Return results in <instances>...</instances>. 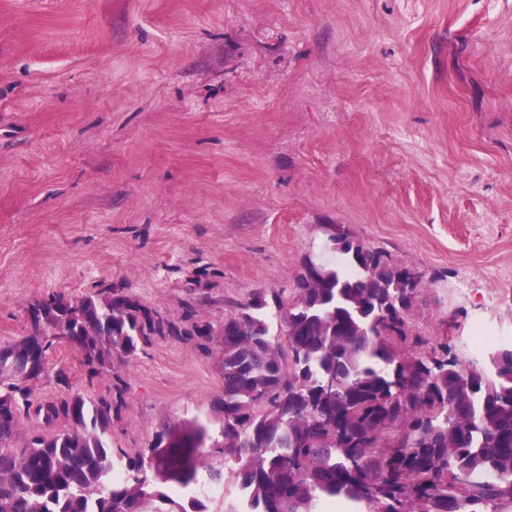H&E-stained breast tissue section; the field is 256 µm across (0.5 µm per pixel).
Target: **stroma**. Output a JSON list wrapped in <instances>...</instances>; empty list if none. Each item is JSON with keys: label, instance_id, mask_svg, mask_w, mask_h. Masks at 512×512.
Here are the masks:
<instances>
[{"label": "stroma", "instance_id": "35a3bbf8", "mask_svg": "<svg viewBox=\"0 0 512 512\" xmlns=\"http://www.w3.org/2000/svg\"><path fill=\"white\" fill-rule=\"evenodd\" d=\"M326 224L422 274L421 336H512V0H0V344L103 281L222 329ZM217 359L157 338L113 447L216 421Z\"/></svg>", "mask_w": 512, "mask_h": 512}]
</instances>
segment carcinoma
I'll return each instance as SVG.
<instances>
[{
  "label": "carcinoma",
  "instance_id": "cac0c4a2",
  "mask_svg": "<svg viewBox=\"0 0 512 512\" xmlns=\"http://www.w3.org/2000/svg\"><path fill=\"white\" fill-rule=\"evenodd\" d=\"M336 264L309 261L293 299L255 296L222 333L177 324L101 283L79 300L31 306L33 332L0 345V512H201L179 492L224 480L230 461L242 499L226 512H503L512 504V343L463 353L448 338L415 333L422 288L412 267L383 248L327 226ZM157 336L219 344L222 414L215 432L197 419L163 425L129 457L110 446L127 409L130 367ZM72 343L88 381L34 399L44 380L69 388L63 369L37 374L4 360L28 347L48 356ZM41 431L13 446L21 414ZM64 423L63 428L57 424Z\"/></svg>",
  "mask_w": 512,
  "mask_h": 512
}]
</instances>
